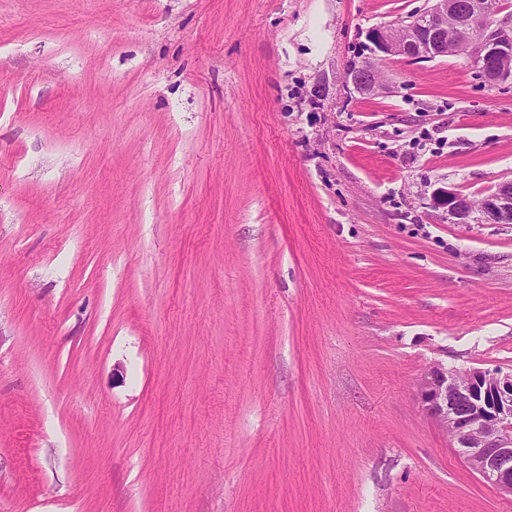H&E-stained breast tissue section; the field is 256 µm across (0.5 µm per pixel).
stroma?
I'll return each instance as SVG.
<instances>
[{
    "instance_id": "stroma-1",
    "label": "stroma",
    "mask_w": 512,
    "mask_h": 512,
    "mask_svg": "<svg viewBox=\"0 0 512 512\" xmlns=\"http://www.w3.org/2000/svg\"><path fill=\"white\" fill-rule=\"evenodd\" d=\"M428 0H0V512H512L422 414L512 370V84ZM485 1L491 11L496 1ZM485 1L431 0L427 9L397 26L370 30L372 55L418 60L466 54L485 81L512 83V15L491 19ZM373 57L346 72L347 83L361 95L375 96L386 89ZM435 209L448 212L456 224H467L475 214L488 224H512V181L500 183L489 195L472 200L453 188H439L433 195Z\"/></svg>"
}]
</instances>
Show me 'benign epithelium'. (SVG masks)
<instances>
[{"label":"benign epithelium","instance_id":"7a95c632","mask_svg":"<svg viewBox=\"0 0 512 512\" xmlns=\"http://www.w3.org/2000/svg\"><path fill=\"white\" fill-rule=\"evenodd\" d=\"M367 38L372 53L397 59L466 54L485 81L512 82V15L491 19L484 0H431L423 12L397 26L374 28ZM346 81L361 95L386 89L373 57L351 66ZM433 205L457 224L478 214L488 224L511 225L512 181L479 200L439 188ZM417 398L424 415L451 438L467 466L512 496V371L460 370L435 363L421 375Z\"/></svg>","mask_w":512,"mask_h":512}]
</instances>
